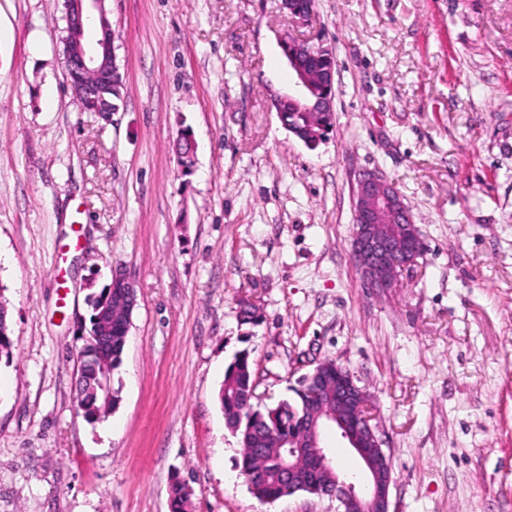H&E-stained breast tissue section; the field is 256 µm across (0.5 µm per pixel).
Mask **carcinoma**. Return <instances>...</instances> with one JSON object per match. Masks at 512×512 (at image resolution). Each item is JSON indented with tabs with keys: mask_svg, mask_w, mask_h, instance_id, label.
<instances>
[{
	"mask_svg": "<svg viewBox=\"0 0 512 512\" xmlns=\"http://www.w3.org/2000/svg\"><path fill=\"white\" fill-rule=\"evenodd\" d=\"M125 86L120 84L103 94L104 101L81 98L79 102L86 112H100L103 103L119 105L124 98ZM280 123L291 127L293 136L302 142L316 139V134L325 133L334 125L326 116L312 112H295L293 106L281 107ZM9 308L0 307V358L12 355L10 337ZM126 341L123 332L113 328L112 333V370L122 363ZM77 379L83 387V403L90 419H97L115 408L119 402L120 390L114 387L113 377H108L107 388L101 389L95 357L86 355L80 363ZM315 380L302 379L293 389L295 397L284 399L264 409L245 407L248 396L256 390L253 363L250 353L239 352L224 372V380L219 390V401L224 412L225 424L236 434L242 452L238 467L242 475L249 478L251 493L262 502H274L285 496V487L279 473V453L276 443L292 441L302 449L300 464H312L313 456L307 448L306 418L312 408V399L308 396L310 385ZM193 492L180 482L171 484L169 494V512H189Z\"/></svg>",
	"mask_w": 512,
	"mask_h": 512,
	"instance_id": "obj_1",
	"label": "carcinoma"
}]
</instances>
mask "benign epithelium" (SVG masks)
<instances>
[{"label": "benign epithelium", "instance_id": "7a95c632", "mask_svg": "<svg viewBox=\"0 0 512 512\" xmlns=\"http://www.w3.org/2000/svg\"><path fill=\"white\" fill-rule=\"evenodd\" d=\"M66 36L64 59L67 76L79 82L91 80L95 91L112 85L120 79V72L112 53V27L107 20L105 0H64ZM281 8L291 23L298 28L312 25L315 0H281ZM280 48L294 69L297 95H279L272 99L275 112L291 100L305 98L314 92V83L325 88L317 103L324 112L334 111L335 74L329 67L316 75L297 66L301 56L328 57L333 49L322 41L310 38L288 37L280 40ZM354 225L352 256L363 279L372 288L386 290L393 287L403 272L414 267L422 255L419 249L403 250L405 238L421 241L411 211L404 202L396 184L377 171L358 174L353 188ZM136 304L134 282L126 273H117L102 304L99 337L112 340V326L117 323L130 328L132 311ZM338 414H313L312 431L317 448L316 465L303 468L293 460L295 448H288V461L282 465L288 492L296 494L317 485L321 469L328 467L329 455L322 437L325 431L339 432L352 448L362 467V477L352 478L336 473V488L328 498L339 502L343 512H390L389 488L392 468L378 427L372 424L371 403L366 392L357 386L355 376L336 382Z\"/></svg>", "mask_w": 512, "mask_h": 512}]
</instances>
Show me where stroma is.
Segmentation results:
<instances>
[{"label": "stroma", "instance_id": "35a3bbf8", "mask_svg": "<svg viewBox=\"0 0 512 512\" xmlns=\"http://www.w3.org/2000/svg\"><path fill=\"white\" fill-rule=\"evenodd\" d=\"M106 9L126 85L107 119L69 85L63 0H0V512H169L177 476L192 512H336L250 492L217 398L245 349L257 407L325 358L352 371L393 512H512V0H316L336 121L313 149L271 106L296 91L279 0ZM362 170L424 245L383 292L352 259ZM116 269L137 305L120 402L91 423L77 327Z\"/></svg>", "mask_w": 512, "mask_h": 512}]
</instances>
